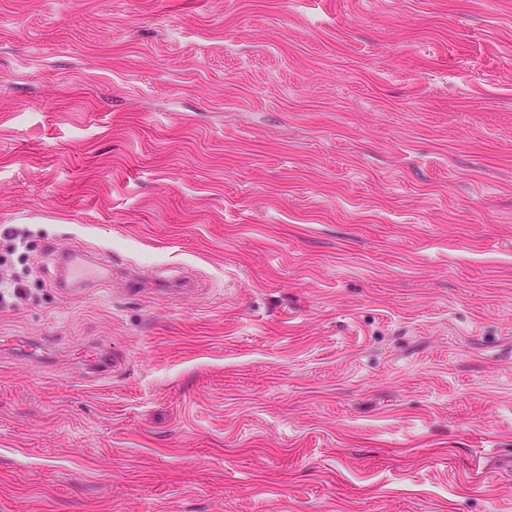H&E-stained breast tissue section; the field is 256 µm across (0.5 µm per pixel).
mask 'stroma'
Wrapping results in <instances>:
<instances>
[{
  "label": "stroma",
  "instance_id": "obj_1",
  "mask_svg": "<svg viewBox=\"0 0 512 512\" xmlns=\"http://www.w3.org/2000/svg\"><path fill=\"white\" fill-rule=\"evenodd\" d=\"M0 281V512H512V0H0Z\"/></svg>",
  "mask_w": 512,
  "mask_h": 512
}]
</instances>
